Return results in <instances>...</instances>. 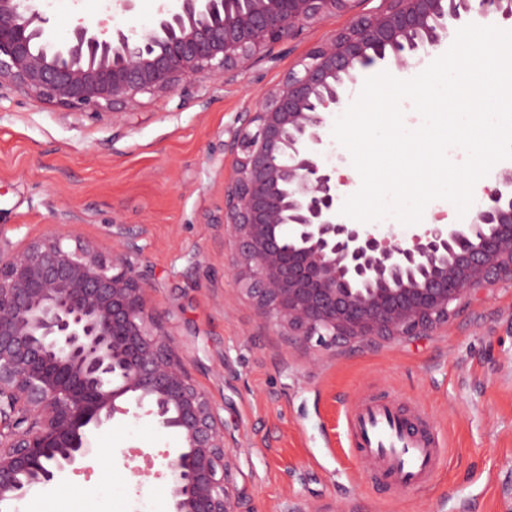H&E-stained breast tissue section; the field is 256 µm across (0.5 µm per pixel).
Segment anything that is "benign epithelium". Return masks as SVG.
I'll return each mask as SVG.
<instances>
[{
  "label": "benign epithelium",
  "mask_w": 512,
  "mask_h": 512,
  "mask_svg": "<svg viewBox=\"0 0 512 512\" xmlns=\"http://www.w3.org/2000/svg\"><path fill=\"white\" fill-rule=\"evenodd\" d=\"M175 0L154 29L79 22L48 30L41 0H0V90L118 118L142 94L201 75L233 76L325 18L348 24L315 47L229 131L224 185L229 269L258 317L320 344L432 334L482 293L512 283V168L462 224H424L408 238L338 219L347 178L319 160L321 131L375 64H421L464 20L512 19V0ZM124 249L53 232L0 238V506L59 473L77 472L90 436L118 416L151 417L179 435L165 453L171 512H240L228 483L224 421L195 384Z\"/></svg>",
  "instance_id": "obj_1"
}]
</instances>
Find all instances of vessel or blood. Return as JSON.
<instances>
[{
	"label": "vessel or blood",
	"mask_w": 512,
	"mask_h": 512,
	"mask_svg": "<svg viewBox=\"0 0 512 512\" xmlns=\"http://www.w3.org/2000/svg\"><path fill=\"white\" fill-rule=\"evenodd\" d=\"M347 434L356 456L402 488L428 483L442 465L445 442L423 417L394 402L364 398L348 412Z\"/></svg>",
	"instance_id": "1"
}]
</instances>
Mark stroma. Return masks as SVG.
I'll return each instance as SVG.
<instances>
[{
	"label": "stroma",
	"instance_id": "stroma-1",
	"mask_svg": "<svg viewBox=\"0 0 512 512\" xmlns=\"http://www.w3.org/2000/svg\"><path fill=\"white\" fill-rule=\"evenodd\" d=\"M47 0L49 27L66 40L77 19L111 18L143 32L157 0ZM348 22L336 15L276 47L272 62L236 77L197 78L140 95L118 119L68 111L20 89L0 93V236L18 244L78 217L76 233L118 250L126 225L149 276L151 303L198 386L224 421L232 485L243 512H512V285L490 289L429 336L305 345L256 315L227 270L221 215L231 161L218 150L262 93ZM383 393L424 410L448 448L433 480L382 491L345 435L361 397ZM80 473L33 488L67 512H171L164 452L179 436L147 417L115 419L90 437Z\"/></svg>",
	"mask_w": 512,
	"mask_h": 512
}]
</instances>
